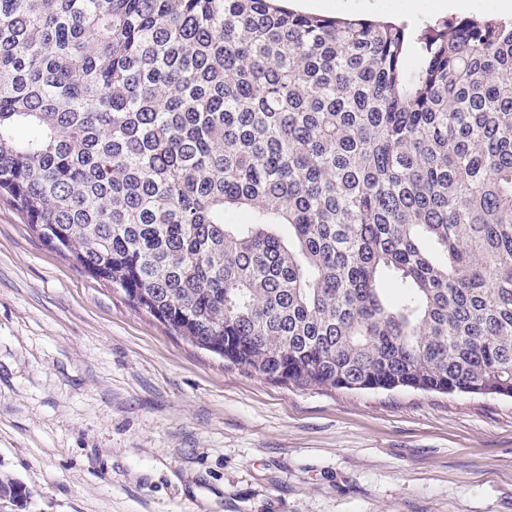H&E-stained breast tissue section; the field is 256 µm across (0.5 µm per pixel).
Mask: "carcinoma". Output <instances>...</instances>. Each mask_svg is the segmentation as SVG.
I'll return each mask as SVG.
<instances>
[{
    "label": "carcinoma",
    "mask_w": 512,
    "mask_h": 512,
    "mask_svg": "<svg viewBox=\"0 0 512 512\" xmlns=\"http://www.w3.org/2000/svg\"><path fill=\"white\" fill-rule=\"evenodd\" d=\"M0 195L230 365L512 398V18L0 0Z\"/></svg>",
    "instance_id": "cac0c4a2"
}]
</instances>
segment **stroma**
Wrapping results in <instances>:
<instances>
[{"label":"stroma","mask_w":512,"mask_h":512,"mask_svg":"<svg viewBox=\"0 0 512 512\" xmlns=\"http://www.w3.org/2000/svg\"><path fill=\"white\" fill-rule=\"evenodd\" d=\"M433 0L339 18L442 19ZM7 512H512V398L278 383L198 349L0 198Z\"/></svg>","instance_id":"35a3bbf8"}]
</instances>
